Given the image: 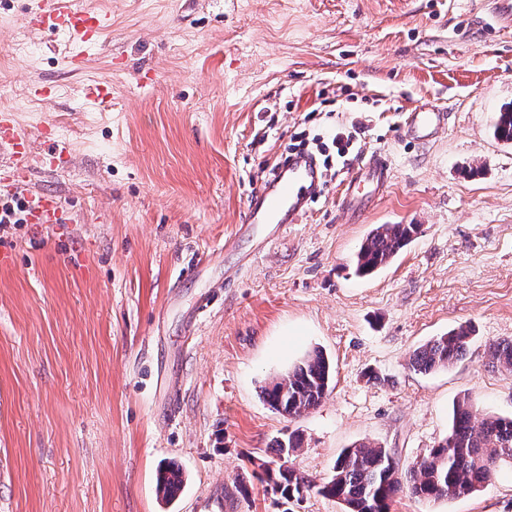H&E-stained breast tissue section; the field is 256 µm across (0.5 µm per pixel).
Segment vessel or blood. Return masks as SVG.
<instances>
[{
  "mask_svg": "<svg viewBox=\"0 0 512 512\" xmlns=\"http://www.w3.org/2000/svg\"><path fill=\"white\" fill-rule=\"evenodd\" d=\"M24 23L34 32L67 37L76 51L74 64H83L90 51L100 48V33L108 25L107 14L80 6L78 0H32ZM448 126L446 113L423 105L407 113L402 126L405 138L426 145L443 134ZM0 151L6 166L30 174L32 162L26 152L13 110H0ZM324 175L314 158L295 154L282 162L274 175L262 182L250 197L244 217L249 225H286L299 223L307 214L311 200L320 194ZM389 171L379 156H371L350 174L342 185L339 209L352 215L366 205L368 196L382 194L388 184ZM28 221L32 224H55L59 206L54 196L34 192L26 197Z\"/></svg>",
  "mask_w": 512,
  "mask_h": 512,
  "instance_id": "b4317fda",
  "label": "vessel or blood"
}]
</instances>
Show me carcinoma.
<instances>
[{"label":"carcinoma","instance_id":"carcinoma-1","mask_svg":"<svg viewBox=\"0 0 512 512\" xmlns=\"http://www.w3.org/2000/svg\"><path fill=\"white\" fill-rule=\"evenodd\" d=\"M497 138L512 141V110L499 114ZM417 224H380L362 243L355 256V272L369 275L385 266L413 239ZM472 330L459 326L417 348L411 366L419 372L448 368L468 352ZM491 362L512 370V340L489 347ZM332 367L320 349L309 352L287 374L265 385L263 400L285 417L294 418L318 407L326 397ZM302 439L292 433L278 442L276 452L283 463L262 466L265 481L280 493L283 503L304 491L316 490L337 500L344 512H391L396 498L407 491L428 502L472 495L491 481L496 467L512 462V415L487 414L477 417L472 404L456 405L448 434L428 454L410 468H404L388 449L362 442L345 449L332 474L320 484L309 481L287 466L290 454L301 447ZM184 483L182 468L167 462L159 466L156 488L167 501L173 500Z\"/></svg>","mask_w":512,"mask_h":512}]
</instances>
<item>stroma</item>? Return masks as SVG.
I'll list each match as a JSON object with an SVG mask.
<instances>
[{
  "mask_svg": "<svg viewBox=\"0 0 512 512\" xmlns=\"http://www.w3.org/2000/svg\"><path fill=\"white\" fill-rule=\"evenodd\" d=\"M27 2L0 0V108L36 160L25 191L62 212L0 228V512H342L313 491L281 508L260 468L278 440L302 436L289 461L318 484L362 442L412 465L461 399L512 415V371L487 354L512 340V142L494 135L512 28L491 24V0H80L109 25L78 71L66 42L24 28ZM96 81L111 103L85 101ZM324 96L335 115L316 113ZM425 103L448 114L426 146L399 134ZM339 124L359 127L361 157L388 160L387 191L346 218L334 187L262 249L240 238L281 144ZM379 224L419 232L357 276ZM461 325V361L412 368ZM316 348L329 393L285 418L261 388ZM170 459L185 482L164 502ZM392 512H512V465L465 498L402 493ZM184 483L182 468L175 462L163 463L159 466L156 476V488L166 501L173 500Z\"/></svg>",
  "mask_w": 512,
  "mask_h": 512,
  "instance_id": "stroma-1",
  "label": "stroma"
}]
</instances>
